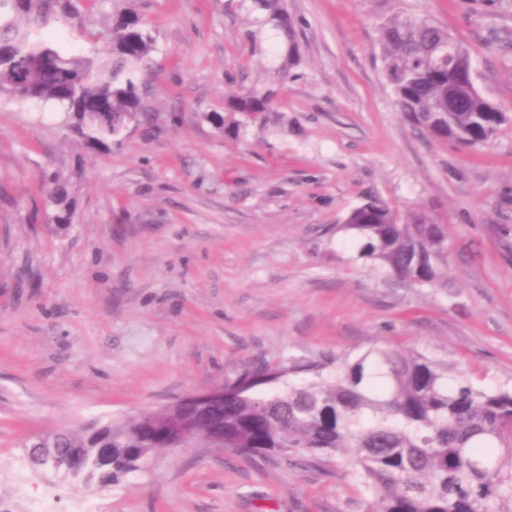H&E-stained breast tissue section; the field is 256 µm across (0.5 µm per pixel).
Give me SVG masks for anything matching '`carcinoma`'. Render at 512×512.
<instances>
[{
  "instance_id": "cac0c4a2",
  "label": "carcinoma",
  "mask_w": 512,
  "mask_h": 512,
  "mask_svg": "<svg viewBox=\"0 0 512 512\" xmlns=\"http://www.w3.org/2000/svg\"><path fill=\"white\" fill-rule=\"evenodd\" d=\"M77 0H0V97L38 101L67 114L89 150L120 145L131 125L149 122L148 77L157 43L131 8L112 11L110 48L86 52L52 40L61 18L84 34ZM242 12L241 41L268 58L271 78L224 97L208 119L228 137L269 128L285 83L301 62L299 28L288 0H224ZM383 75L404 119L440 141L476 147L508 121L475 84L469 47L429 17L397 13L380 26ZM73 174L42 176L46 229L65 233L74 210ZM336 231L352 235L357 258L410 287H448L447 225L424 210L405 216L376 195L354 207ZM306 374L301 385L290 377ZM271 394H258L264 382ZM197 437L224 431L239 455H300L317 469L345 456V468L367 512H512V388L486 390L450 373L448 362L422 352L371 348L289 364L262 363L224 385V403L204 412L187 403L109 424H77L56 446L86 460L87 482H115L159 449L181 445L182 426ZM112 449L99 461V449Z\"/></svg>"
}]
</instances>
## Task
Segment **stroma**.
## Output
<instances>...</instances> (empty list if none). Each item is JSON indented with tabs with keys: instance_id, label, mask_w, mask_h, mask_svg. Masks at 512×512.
<instances>
[{
	"instance_id": "obj_1",
	"label": "stroma",
	"mask_w": 512,
	"mask_h": 512,
	"mask_svg": "<svg viewBox=\"0 0 512 512\" xmlns=\"http://www.w3.org/2000/svg\"><path fill=\"white\" fill-rule=\"evenodd\" d=\"M303 79L287 133H219L206 113L263 83L224 0H132L155 32L153 125L85 150L58 109L0 101V512L29 434L109 423L235 381L258 361L372 347L447 361L512 388V124L469 149L407 123L377 27L429 16L473 52L481 92L512 112V0H289ZM73 173L75 222L44 231L39 175ZM374 194L448 227V285L411 288L337 231ZM58 512H365L343 464L315 471L219 448L165 449L106 486L29 471Z\"/></svg>"
}]
</instances>
